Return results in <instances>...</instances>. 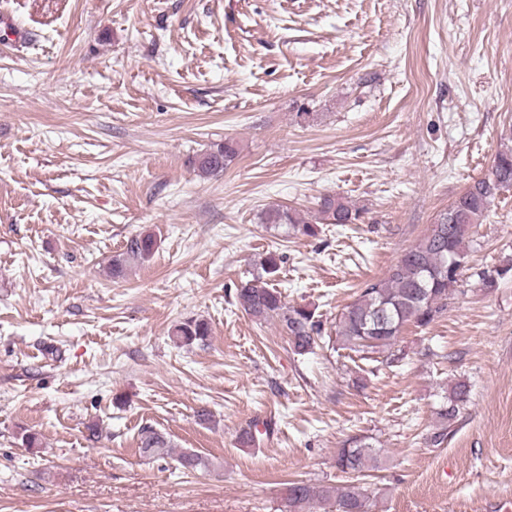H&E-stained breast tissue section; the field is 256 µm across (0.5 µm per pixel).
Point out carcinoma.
I'll use <instances>...</instances> for the list:
<instances>
[{
  "instance_id": "carcinoma-1",
  "label": "carcinoma",
  "mask_w": 512,
  "mask_h": 512,
  "mask_svg": "<svg viewBox=\"0 0 512 512\" xmlns=\"http://www.w3.org/2000/svg\"><path fill=\"white\" fill-rule=\"evenodd\" d=\"M238 154L237 142L226 139L199 159V170L205 174L220 171ZM511 185L512 148L499 152L491 171L475 180L424 237L403 252L383 278L366 283L357 298L345 307L336 331L341 346L362 354L386 352L396 344L406 326L426 327L439 318L447 310L448 296L464 271L472 227L483 222L500 191ZM360 218V210L340 196L327 194L319 198L312 220L283 206L268 209L262 220L265 224L286 225L288 234L313 237L318 233L320 220L342 226L354 224ZM155 245L154 236L148 233L128 238L109 263L112 278H120L128 269L149 261ZM262 270L237 289V305L257 321L278 318L294 353L314 352L321 338V324L315 320V311L288 305L281 291L269 287L268 278L279 270L276 255L266 257ZM210 335L209 322L199 318L186 319L172 330L173 341L180 347L203 344ZM468 399L466 383L457 382L451 387L446 402L437 411L439 427L429 437L432 446L439 447L448 441L451 426ZM137 450L145 457L163 459L172 453V446L163 434L145 427L140 432ZM177 461L186 470L206 466L205 459L191 451L180 453ZM377 466L376 450L361 439L354 440L353 446L339 449L336 455V468L352 475V481L342 487L292 482L286 488L288 512H311L312 504L332 500L338 512H368L369 495L360 478Z\"/></svg>"
}]
</instances>
